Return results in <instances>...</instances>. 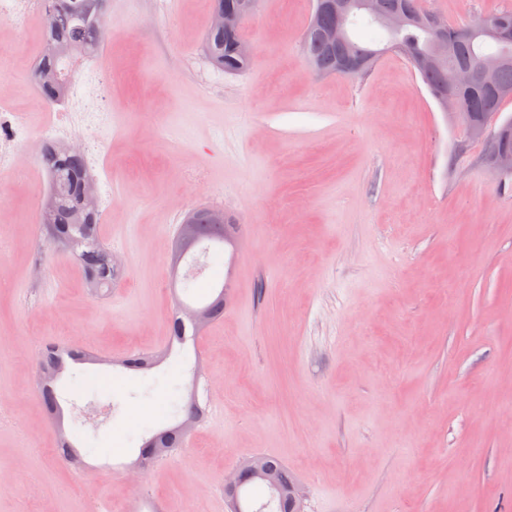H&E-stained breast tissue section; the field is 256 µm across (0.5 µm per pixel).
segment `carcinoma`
<instances>
[{
	"mask_svg": "<svg viewBox=\"0 0 512 512\" xmlns=\"http://www.w3.org/2000/svg\"><path fill=\"white\" fill-rule=\"evenodd\" d=\"M106 0H49L50 22L43 30V51L35 70L37 84L43 96L52 103L58 102L62 80L73 73V56L82 51L92 52L103 43L106 32ZM404 3L415 16L426 19L435 14L422 9L420 0H380L383 10H391ZM333 17L325 15L320 22L309 19L302 36V52L307 63L318 75H334L340 58L365 53L370 48L352 40L350 44L336 49L328 47L320 38L318 30L330 25ZM430 32L413 25L397 35L394 46L399 48L413 69L418 71L431 95H436L445 81L444 68L421 70L418 58L427 52ZM238 34L235 32L215 33L208 31L204 38V50L210 62L225 72L243 70L248 61L237 50ZM512 53V45L492 43L483 39L460 38L448 50V62L457 65H474L489 54L502 50ZM512 98V66L497 72L487 82L478 83L458 92L459 111L469 112L480 120L482 117L501 111L502 103ZM507 149L512 151V122L502 124L491 138L489 150ZM40 163L48 175V190L42 208L40 235L50 247H58L70 253L80 264L86 282L92 288H108L118 276V268L112 264V252L105 247L99 233V214L86 207L85 187L88 181L86 162L80 150L44 145ZM194 224L198 225L200 242L209 245L230 242V238L241 232V225L226 224L215 226L209 223L208 209L192 213ZM211 322L224 317V291L202 306ZM186 307H178L173 321L171 343L179 345L198 337L195 325L186 316ZM181 423L162 429L145 439L139 449L138 461L148 469L160 449L170 452L183 444ZM260 464L267 479L246 478L232 493L238 501L249 503L248 489L260 483L267 490L266 499L253 512H301V502H290L288 488L296 478L288 467L276 456L260 455Z\"/></svg>",
	"mask_w": 512,
	"mask_h": 512,
	"instance_id": "1",
	"label": "carcinoma"
}]
</instances>
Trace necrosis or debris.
<instances>
[{
	"label": "necrosis or debris",
	"mask_w": 512,
	"mask_h": 512,
	"mask_svg": "<svg viewBox=\"0 0 512 512\" xmlns=\"http://www.w3.org/2000/svg\"><path fill=\"white\" fill-rule=\"evenodd\" d=\"M48 14L46 0H0V25L17 35L44 26ZM106 83L105 71L84 58L67 87L63 107L41 98L35 108L18 109L12 85L0 82V171L26 175L16 145L35 134L48 143L77 139L90 169H97L113 123L111 112L102 105Z\"/></svg>",
	"instance_id": "4bbe7bcc"
}]
</instances>
